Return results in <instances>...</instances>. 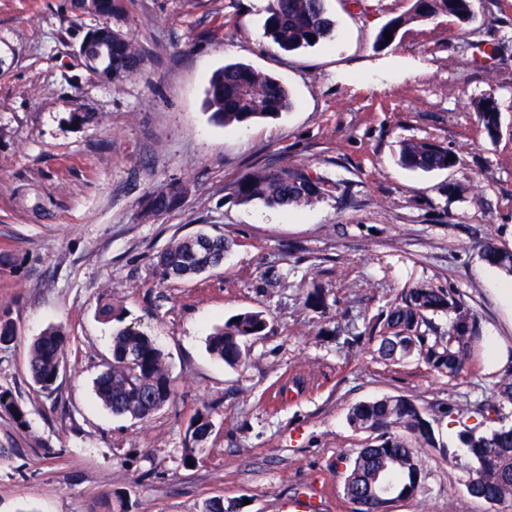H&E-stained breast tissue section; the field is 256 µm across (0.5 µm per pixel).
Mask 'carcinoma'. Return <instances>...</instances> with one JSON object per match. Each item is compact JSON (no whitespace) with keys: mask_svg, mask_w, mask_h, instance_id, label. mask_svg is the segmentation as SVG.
<instances>
[{"mask_svg":"<svg viewBox=\"0 0 512 512\" xmlns=\"http://www.w3.org/2000/svg\"><path fill=\"white\" fill-rule=\"evenodd\" d=\"M325 0H270L265 34L278 47L292 51L311 48L332 37L335 24L325 11ZM75 9L108 22L122 12L123 0H73ZM471 0H413L411 11L389 21L380 30L376 45L386 48L399 31L415 22L438 15L453 17L459 32L469 35ZM392 34L385 39L384 33ZM90 70L112 68V79L122 80L141 69V48L128 36L114 30L112 36L86 47ZM206 108L220 125L242 126L260 119H276L292 102L288 89L271 76L244 63H230L217 70L205 91ZM482 134L496 139L499 115L495 99L488 95L476 106ZM454 156V161L447 157ZM400 163L423 172L449 170L460 163L455 151L428 141L402 145ZM339 189L303 166L257 167L233 184L232 194L242 203L260 201L270 207L287 208L312 203ZM187 188L170 183L151 194L144 204L148 217L177 207ZM230 243L222 235L203 231L175 238L158 255L162 278L187 279L202 270L224 264ZM484 261L512 275V250L493 242L483 245ZM305 304L313 310L328 306L325 287L313 282L306 287ZM442 314L448 322L440 323ZM98 317L106 322L122 321V309L112 301L99 306ZM269 320L262 311L246 310L231 315L224 325L207 338V350L224 365L245 364L246 343L267 335ZM16 326L6 308L0 309V341H13ZM481 340L477 316L453 288L417 284L400 291L390 307L368 323L365 332L346 337L352 345L368 344L389 364L414 358L434 372L457 380L472 370L471 356ZM64 335L56 327L46 329L30 345L28 371L33 383L43 391L54 390L56 369L64 362ZM97 398L115 416L145 421L160 410L173 395L165 356L147 333L130 325L112 336L111 358L93 382ZM494 404L476 403L470 407L440 403L426 408L409 395L382 396L358 402L348 409L349 426L368 433L367 441L345 457L344 497L355 512H393L400 502L419 500L426 474L422 451H435L450 466L458 455L448 446L436 426L445 418L462 425L457 438L467 449L466 492L492 506L512 505V425L504 423L503 410L512 408V370L493 389ZM0 409L20 423L25 412L7 390H0ZM494 410L500 426L480 431L463 423L467 415L488 418ZM209 414L199 411L187 428L188 439L196 444L205 440Z\"/></svg>","mask_w":512,"mask_h":512,"instance_id":"carcinoma-1","label":"carcinoma"}]
</instances>
